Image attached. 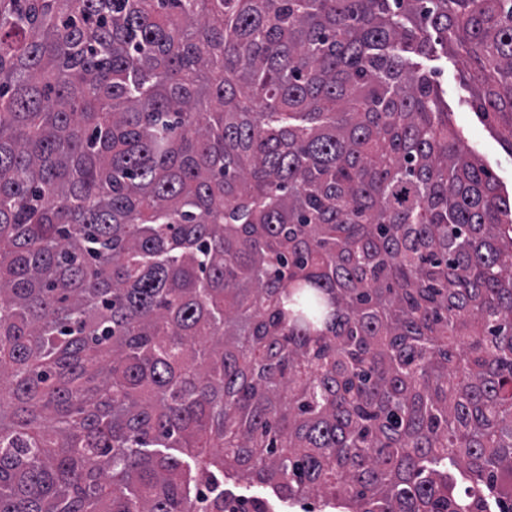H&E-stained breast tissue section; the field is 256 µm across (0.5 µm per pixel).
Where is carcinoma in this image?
Instances as JSON below:
<instances>
[{
  "label": "carcinoma",
  "instance_id": "cac0c4a2",
  "mask_svg": "<svg viewBox=\"0 0 512 512\" xmlns=\"http://www.w3.org/2000/svg\"><path fill=\"white\" fill-rule=\"evenodd\" d=\"M512 0H0V512H512ZM428 58L419 62L433 72L444 91L448 110L463 133L464 149L477 156L486 165L501 191L512 195V153L495 131L494 123L476 112L470 105L473 87L464 79L466 63L440 46ZM224 488L230 489L234 494L242 495L246 497H260L268 499L272 505L273 512H305L309 511L310 507H314V512H325L320 511V508H316L313 500H309L308 504L305 505H290L288 503L280 502L272 493L271 489L257 483H250L247 480H240L236 483L230 482L229 484L224 481Z\"/></svg>",
  "mask_w": 512,
  "mask_h": 512
}]
</instances>
